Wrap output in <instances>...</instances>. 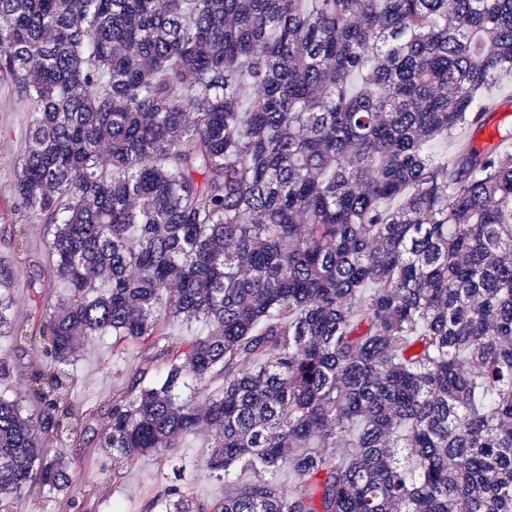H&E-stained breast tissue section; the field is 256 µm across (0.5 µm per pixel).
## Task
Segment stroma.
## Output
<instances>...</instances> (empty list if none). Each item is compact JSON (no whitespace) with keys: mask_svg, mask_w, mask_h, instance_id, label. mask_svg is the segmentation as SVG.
<instances>
[{"mask_svg":"<svg viewBox=\"0 0 512 512\" xmlns=\"http://www.w3.org/2000/svg\"><path fill=\"white\" fill-rule=\"evenodd\" d=\"M489 100L498 104L482 125L462 130L453 138H441L429 145L430 152L444 159H453L459 142L467 141L486 145L497 143L496 132L504 126L512 127V74L502 73L488 89ZM30 109L15 99L9 89L0 83V225L16 223L27 228L23 252H15L0 242V264L10 267L13 273L11 292L12 316L16 321H27L36 308L46 306L50 297L62 291L61 283L50 284L45 292L33 295L27 286L32 263H48V231L38 224L35 216L15 209L14 185L17 175V158L28 144ZM144 353L140 345H113L111 338L88 336L81 340L75 378L77 390L74 400L80 410L93 411L94 427H102L105 411L112 398L113 389L123 383L121 376L113 373L111 364L122 360L137 365ZM170 473L162 458L155 457L128 470L120 477H113L109 461L87 455L86 461L74 474L76 496L93 494L99 500L97 512H143L144 503L161 492Z\"/></svg>","mask_w":512,"mask_h":512,"instance_id":"1","label":"stroma"}]
</instances>
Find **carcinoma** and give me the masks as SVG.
<instances>
[{"mask_svg":"<svg viewBox=\"0 0 512 512\" xmlns=\"http://www.w3.org/2000/svg\"><path fill=\"white\" fill-rule=\"evenodd\" d=\"M503 71L512 0H0L29 288L65 285L17 326L0 265L45 358L0 392V512L70 491L67 442L118 476L200 430L224 496L182 464L143 512H512V152L427 148ZM80 336L150 351L99 432ZM191 492L199 497L218 499L224 494V482L215 480L208 471L202 468L191 471Z\"/></svg>","mask_w":512,"mask_h":512,"instance_id":"carcinoma-1","label":"carcinoma"}]
</instances>
